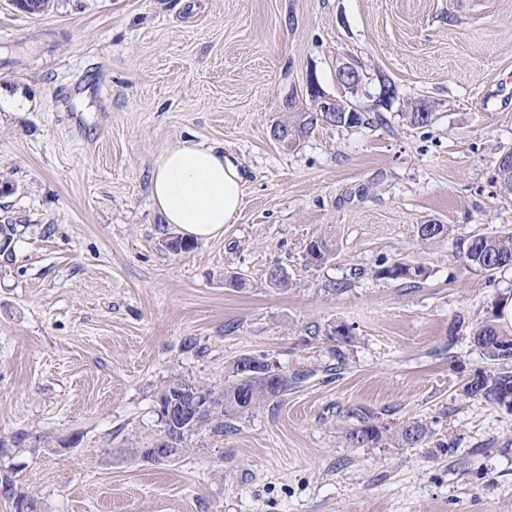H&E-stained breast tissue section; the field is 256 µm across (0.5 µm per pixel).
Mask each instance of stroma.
<instances>
[{"instance_id": "obj_1", "label": "stroma", "mask_w": 512, "mask_h": 512, "mask_svg": "<svg viewBox=\"0 0 512 512\" xmlns=\"http://www.w3.org/2000/svg\"><path fill=\"white\" fill-rule=\"evenodd\" d=\"M310 76L374 123L278 145L270 125ZM420 98L433 120L415 127ZM186 140L223 147L244 201L176 256L149 177ZM509 147L512 0H0V439L28 436L0 471L43 512H512V412L460 394L512 269L491 283L458 257L512 231ZM427 222L448 238L420 242ZM321 235L335 255L306 266ZM393 262L425 273L376 277ZM243 354L310 376L172 462L129 458L164 433L162 386L227 387ZM358 406L390 437L346 447ZM413 420L433 436L402 447Z\"/></svg>"}]
</instances>
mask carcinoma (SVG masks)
<instances>
[{"mask_svg": "<svg viewBox=\"0 0 512 512\" xmlns=\"http://www.w3.org/2000/svg\"><path fill=\"white\" fill-rule=\"evenodd\" d=\"M341 111L336 113L337 127L356 128L370 123L363 112L354 115L344 111L347 104L338 102ZM320 124H331L326 112H291L288 118L277 121V125L288 128V133L302 140ZM423 241L445 238L449 226L429 222L417 227ZM195 243L187 238L167 239L166 248L179 255L190 252ZM334 244L322 237L311 239L305 248L306 265L320 267L332 258ZM459 258L470 269L489 275L512 269V234L477 233L459 243ZM424 273L421 266L395 262L377 270L376 276L392 281H406L420 277ZM504 301L495 302L491 315L479 321L472 329V341L480 354L489 362V368L479 370L463 380L460 395L467 399L481 401L499 407L503 399L512 398V326L502 322ZM234 381L224 389L197 379L176 377L168 381L158 396V407L179 410L187 403L205 408L200 417L185 416L173 421L161 420L164 435L152 447L173 449L179 457L187 452V439L194 435L209 434L222 436L234 429L232 420L238 416L280 401L288 390L308 376L304 371L292 374L279 370H262L244 373L238 363H233ZM346 417L357 424L344 431V441L350 448H371L382 441L387 426L379 424L375 412L364 407H353L346 411ZM431 430L420 421H410L400 427L396 437L402 446L417 448L429 438Z\"/></svg>", "mask_w": 512, "mask_h": 512, "instance_id": "obj_1", "label": "carcinoma"}]
</instances>
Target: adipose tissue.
<instances>
[{
    "label": "adipose tissue",
    "mask_w": 512,
    "mask_h": 512,
    "mask_svg": "<svg viewBox=\"0 0 512 512\" xmlns=\"http://www.w3.org/2000/svg\"><path fill=\"white\" fill-rule=\"evenodd\" d=\"M150 193L165 223L194 238H209L236 220L243 176L222 149L186 141L154 162Z\"/></svg>",
    "instance_id": "obj_1"
}]
</instances>
